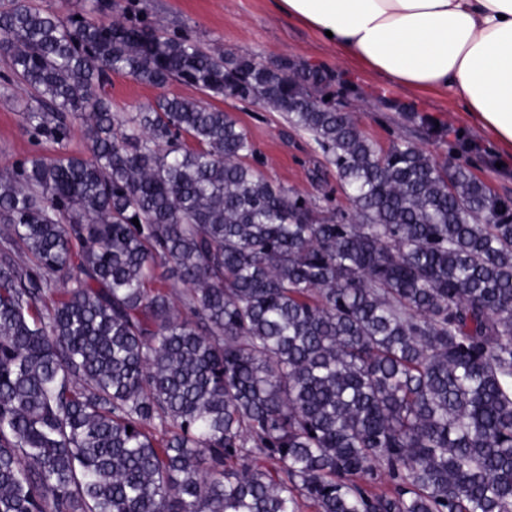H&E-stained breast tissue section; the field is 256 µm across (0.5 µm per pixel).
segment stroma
<instances>
[{"mask_svg": "<svg viewBox=\"0 0 512 512\" xmlns=\"http://www.w3.org/2000/svg\"><path fill=\"white\" fill-rule=\"evenodd\" d=\"M130 23L145 22L168 33L190 35L202 47L266 62L286 57L316 65L335 77L336 100L358 113L367 136L388 145L405 134L401 112L413 110L432 118L434 127L418 129V142L437 155L459 153L474 173L500 196L512 197V155L477 126L453 97L415 95L397 88L373 72L354 65L314 31L275 8L274 0H118ZM9 63L0 56V171L12 168L32 154L47 157L56 144L34 138L24 126L20 103L26 89L9 77ZM106 92L113 111L134 112L154 103L159 94L205 101L230 112L252 139L253 165L273 181L316 194L308 174L326 162L309 136L292 128L285 116L229 95L212 96L178 81L158 89L124 74L113 75Z\"/></svg>", "mask_w": 512, "mask_h": 512, "instance_id": "obj_1", "label": "stroma"}]
</instances>
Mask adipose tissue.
<instances>
[{"label": "adipose tissue", "instance_id": "adipose-tissue-1", "mask_svg": "<svg viewBox=\"0 0 512 512\" xmlns=\"http://www.w3.org/2000/svg\"><path fill=\"white\" fill-rule=\"evenodd\" d=\"M347 58L412 91L461 100L512 155V0H275Z\"/></svg>", "mask_w": 512, "mask_h": 512}]
</instances>
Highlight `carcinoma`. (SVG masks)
Wrapping results in <instances>:
<instances>
[{
    "label": "carcinoma",
    "instance_id": "carcinoma-1",
    "mask_svg": "<svg viewBox=\"0 0 512 512\" xmlns=\"http://www.w3.org/2000/svg\"><path fill=\"white\" fill-rule=\"evenodd\" d=\"M114 8L0 11L28 131L87 149L0 173V512H512V199L319 66ZM114 73L284 113L350 209L201 100L112 111Z\"/></svg>",
    "mask_w": 512,
    "mask_h": 512
}]
</instances>
